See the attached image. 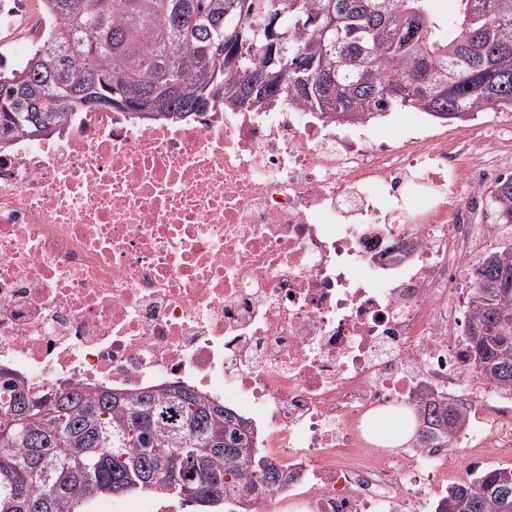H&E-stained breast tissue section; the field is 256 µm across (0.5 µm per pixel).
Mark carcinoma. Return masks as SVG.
<instances>
[{"label": "carcinoma", "instance_id": "cac0c4a2", "mask_svg": "<svg viewBox=\"0 0 512 512\" xmlns=\"http://www.w3.org/2000/svg\"><path fill=\"white\" fill-rule=\"evenodd\" d=\"M41 0L45 29L24 63L0 76V142L51 134L78 111L152 120L283 99L338 125L392 109L467 122L512 112V0ZM284 49L269 92L251 89L273 42ZM38 92L48 112L34 111ZM512 224V174L489 190ZM465 342L472 369L512 390V246L475 269ZM411 443L439 448L464 424L430 394L412 406ZM254 427L188 387L138 393L50 388L32 396L0 372V512H87L100 497L178 496L215 512L248 510L288 486V470L250 452ZM434 512H512V466L448 487Z\"/></svg>", "mask_w": 512, "mask_h": 512}]
</instances>
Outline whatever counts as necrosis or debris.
I'll return each mask as SVG.
<instances>
[{
    "instance_id": "4bbe7bcc",
    "label": "necrosis or debris",
    "mask_w": 512,
    "mask_h": 512,
    "mask_svg": "<svg viewBox=\"0 0 512 512\" xmlns=\"http://www.w3.org/2000/svg\"><path fill=\"white\" fill-rule=\"evenodd\" d=\"M307 107L174 121L75 112L0 148V369L31 393L202 387L259 419L294 479L251 512H426L455 449L512 447V401L465 377L454 335L495 140L424 119L390 140ZM466 417L448 448L393 456L366 439L423 392Z\"/></svg>"
}]
</instances>
